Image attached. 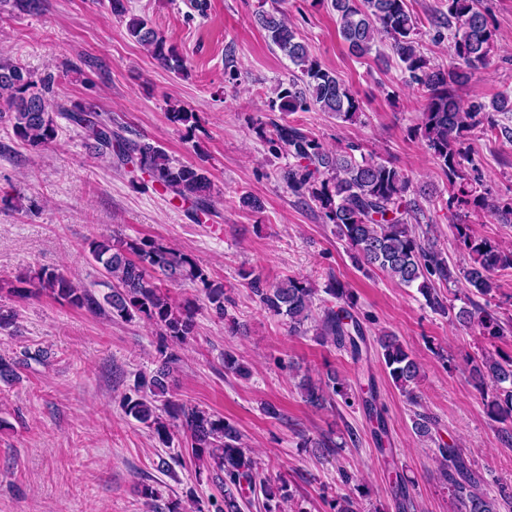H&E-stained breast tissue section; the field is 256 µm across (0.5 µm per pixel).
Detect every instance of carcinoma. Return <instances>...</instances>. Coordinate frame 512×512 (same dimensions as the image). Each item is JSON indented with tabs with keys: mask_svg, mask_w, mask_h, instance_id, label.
I'll return each instance as SVG.
<instances>
[{
	"mask_svg": "<svg viewBox=\"0 0 512 512\" xmlns=\"http://www.w3.org/2000/svg\"><path fill=\"white\" fill-rule=\"evenodd\" d=\"M477 0H442L438 14L446 15L448 34L458 63L447 68L430 65L417 38L419 22L406 0H330L336 12L338 32L350 53L358 58L380 53L387 44L397 57L406 83L425 91V105L415 135L424 142L448 181L445 202L452 227L470 263L461 267L448 260L429 238V229L419 223L425 217L419 197L422 190L413 185L408 173L389 161L364 154L359 144L348 142L334 150L288 122H259L258 137L275 157L290 159L282 179L296 196L313 203L328 224L336 226L337 237L353 252L363 268L379 269L392 281L417 287L427 306L441 315H452L461 326L487 339L504 336L501 317L477 301L454 311V306L433 287V282H463L475 294L490 298L498 288L496 274L512 270V250L484 238L461 219L460 210L471 207L489 212L507 222L512 219V202L500 203L480 189L471 177L468 154L470 134L481 128L512 142V126L498 119L512 114V97L501 94L490 104L464 105L455 88L468 82L477 70L491 61L495 30L487 15L476 7ZM257 20L268 41L293 66L288 87L279 88L270 100L271 110L285 113L327 112L345 122L359 116L360 106L351 90L336 74L313 57L308 44L298 35L283 10L260 11ZM129 37L143 47L159 64L177 73L187 70L185 61L167 44L165 36L150 20L132 16L126 24ZM52 76L41 79V90H34L31 74L24 67L0 60V115L7 114L15 137L33 148H45L56 138V124L46 97ZM79 127L88 152L98 160L117 159L132 165L173 199L187 203L195 215H207L215 207L212 182L207 171L193 163H176L159 146L146 141L127 140L112 132V125L92 108L76 105L62 113ZM89 255L108 279L111 292L98 299L93 291L56 268H40L17 279L8 292L26 298L44 292L78 309L131 321L151 322L166 344L159 351L158 366L142 377L135 395L124 396L125 415L150 428L159 442L169 446L173 430L185 434L184 449L195 463L204 462L212 471L211 481L220 497H211L215 512H244L252 506L251 497L262 495L265 512H308L295 501L288 478L263 475L257 458L247 448L236 424L223 415L173 399L174 374L179 364L177 348L194 335L195 308L177 301L170 288L183 284L201 285L209 309L237 331L235 318L228 313L224 283L213 280L191 255L158 240L122 238L101 234L89 244ZM249 290L266 311L288 322L294 335L314 332L323 346L350 353L362 360L371 345L379 348L381 363L393 385L412 405H419L416 387L423 376L419 358L397 336L383 333L372 339L358 315L354 291L336 280L318 297V289L303 279L288 277L270 282L260 275L248 280ZM224 370L245 378L247 368L232 351L224 352ZM471 376L479 386H492L491 411L504 424L502 438L512 442V357L485 352L473 361ZM308 405L343 403L361 405L371 424L372 438L384 462L393 458V448L384 419V406L373 376L354 392L345 379L329 371L313 380L299 383ZM415 434L435 445L440 474L448 484L452 506L464 512H512V490L501 489L490 497L482 489L481 477L467 464L456 442L436 436V420L426 412H414ZM305 447L323 456L336 454L338 445L320 435L305 441ZM410 480L396 469L390 471L391 495L400 512L414 508L409 493ZM142 495L149 512H204L201 499L189 491L183 503L160 504L161 495L146 487ZM333 512H361L351 495L332 500Z\"/></svg>",
	"mask_w": 512,
	"mask_h": 512,
	"instance_id": "1",
	"label": "carcinoma"
}]
</instances>
